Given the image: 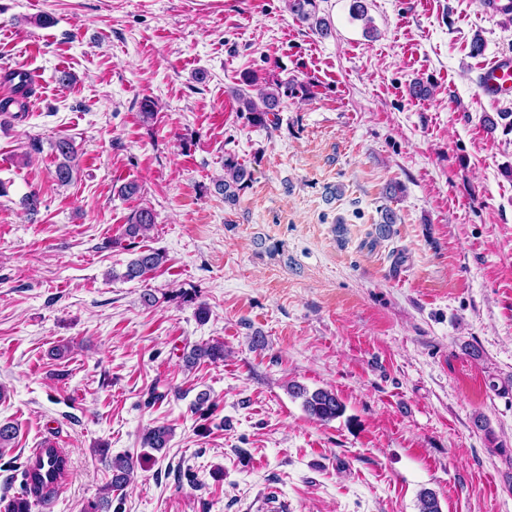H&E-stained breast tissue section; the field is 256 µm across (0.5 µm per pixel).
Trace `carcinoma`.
Returning a JSON list of instances; mask_svg holds the SVG:
<instances>
[{
	"mask_svg": "<svg viewBox=\"0 0 512 512\" xmlns=\"http://www.w3.org/2000/svg\"><path fill=\"white\" fill-rule=\"evenodd\" d=\"M288 9L301 23L322 38L332 36V28L324 17L319 15L318 0H288ZM307 92V85L293 80L282 82L274 80L258 86V77L250 72L242 75L239 84L230 88V94L238 104V112L252 126L276 130L279 127V112L283 99L301 96ZM23 85L14 87L13 95L0 99V112H7L16 105L19 111H25ZM59 162L56 164L53 177L65 185L72 179V160L76 156V147L69 138H60L54 144ZM224 176L214 181L216 193L224 197V204L236 205L240 195L250 188L254 180V171L247 164L238 160L230 153L224 155ZM156 216L152 208L141 207L135 210L125 225L124 236L129 239L146 237L155 226ZM164 262V254L160 250L146 249L137 253L132 259L122 278L133 280L144 278L159 268ZM208 360L212 363L224 360V344L215 342L204 345H194L183 355V361L188 368L198 362ZM288 392L295 398L302 399L305 412L320 421H330L344 412V405L331 389L320 388L309 391L298 382L288 383ZM172 437V429L160 425L148 429L143 437V445L147 448L160 450L167 447ZM112 470L110 487L120 488L126 485L134 474L135 463L129 456H118L110 460ZM419 512H442L436 492L424 489L419 494Z\"/></svg>",
	"mask_w": 512,
	"mask_h": 512,
	"instance_id": "1",
	"label": "carcinoma"
}]
</instances>
